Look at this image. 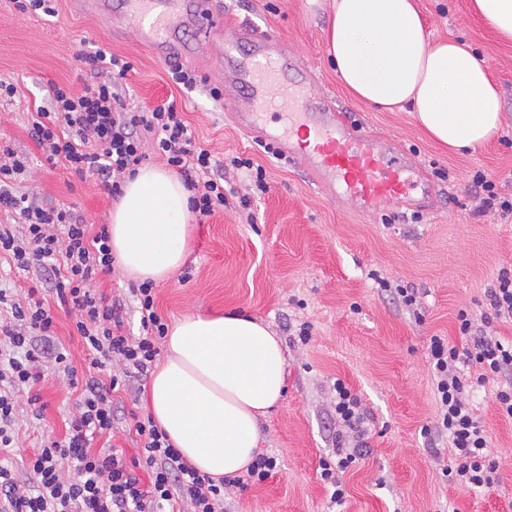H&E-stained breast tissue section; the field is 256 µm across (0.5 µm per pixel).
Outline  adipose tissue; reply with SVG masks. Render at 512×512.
<instances>
[{"mask_svg":"<svg viewBox=\"0 0 512 512\" xmlns=\"http://www.w3.org/2000/svg\"><path fill=\"white\" fill-rule=\"evenodd\" d=\"M324 46L357 99L411 106L424 130L461 153L501 125V97L486 59L458 40L431 41L414 0H334ZM191 193L171 170L125 175L111 214L112 253L139 282L169 279L188 250ZM285 360L268 325L236 314L173 322L144 406L181 455L213 478L246 472L260 453V420L283 397Z\"/></svg>","mask_w":512,"mask_h":512,"instance_id":"obj_1","label":"adipose tissue"}]
</instances>
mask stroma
Listing matches in <instances>:
<instances>
[{
  "mask_svg": "<svg viewBox=\"0 0 512 512\" xmlns=\"http://www.w3.org/2000/svg\"><path fill=\"white\" fill-rule=\"evenodd\" d=\"M68 2L58 0L57 16L40 17L18 14L10 0H0V79L18 89L13 100L0 101V139L30 164L17 192L70 207L91 224L110 221L112 199L95 178L82 180L48 163L27 132L28 114L45 104L49 83L78 91L92 80L74 59L86 39L131 64L127 84L137 100H176L196 140L225 162L226 183L251 197L248 209L193 224L184 264L155 286L166 322L240 311L265 322L283 348L287 391L261 423V446L279 468L266 482L226 498L224 512H512V421L500 416L492 386L474 387L469 399L500 463L498 486L472 491L446 482L434 451L448 443L422 432L435 418L427 338L456 336L459 309L484 313L498 271L512 268V223L477 216L472 183L478 170L512 173V41L475 16L470 0H417L432 39L469 41L501 90L499 136L457 155L430 139L410 111H377L343 87L324 52L334 0H210L225 19L277 30L281 53L306 66L313 98L332 100L352 123L393 142L410 165L428 173L434 183L428 199L381 215L325 194L303 166L264 153L204 89L177 88L167 61L141 49L121 16L106 28L71 12ZM234 156L266 169L267 193H253L245 171L229 166ZM383 280L388 289L380 288ZM397 286L414 290L423 322L393 295ZM305 321L311 324L306 343L298 337ZM338 379L367 413L372 449L345 473L348 496L339 505L331 503L319 469L336 446L332 387ZM148 382L144 375L112 394L111 443L130 457L140 453L131 425L144 414L140 398ZM16 400L19 449L8 464L21 476L44 439L64 437L81 391L49 370L35 389L17 390Z\"/></svg>",
  "mask_w": 512,
  "mask_h": 512,
  "instance_id": "35a3bbf8",
  "label": "stroma"
}]
</instances>
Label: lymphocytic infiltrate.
Instances as JSON below:
<instances>
[{
	"label": "lymphocytic infiltrate",
	"instance_id": "lymphocytic-infiltrate-1",
	"mask_svg": "<svg viewBox=\"0 0 512 512\" xmlns=\"http://www.w3.org/2000/svg\"><path fill=\"white\" fill-rule=\"evenodd\" d=\"M77 56L97 73V80L78 92L50 83L47 105L30 114L28 134L48 163L62 164L79 177L97 176L113 196L120 176L146 160L144 147L149 144L191 191L197 219L229 207L220 160L197 144L176 102H127L129 62L97 45L79 50ZM27 167L26 156L0 144V216L25 225L21 240L0 229V255L17 268L35 265L52 273L51 290L61 309L74 315L92 370L78 373L70 353L55 345L56 318L50 308L35 298L24 305L14 302L10 289L0 287V305L10 309L8 316L0 317V452L15 442V389L37 385L48 366L82 389L64 438L42 442L27 460L25 477L0 465V512H181L184 503L191 512H224L225 490L267 480L277 468L274 456L258 454L246 473L216 480L191 466L149 418L136 419L133 425L142 442L140 457H126L112 446L94 448V440L113 428L112 392L148 372L168 326L156 310L153 284L146 281L132 290L142 332L137 337L122 334L123 304L106 302L91 289L99 275L112 268L108 225L93 226L72 209L16 195L12 187ZM487 306L478 318L466 309L457 312V340L433 336L427 343L437 413L423 433L447 439L448 464L441 474L470 490L489 489L501 481L487 431L466 394L473 385L494 384L497 409L512 420V383L500 382L512 370V340L484 336L477 325L481 319L512 323V270L499 271L487 293ZM465 365L474 368V377L462 373ZM333 388L342 430L336 435L333 460H322L320 468L331 502L339 505L347 495L342 473L370 450L359 399L343 382ZM64 461L69 471L61 470Z\"/></svg>",
	"mask_w": 512,
	"mask_h": 512
}]
</instances>
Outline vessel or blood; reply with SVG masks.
Here are the masks:
<instances>
[{
    "label": "vessel or blood",
    "instance_id": "1",
    "mask_svg": "<svg viewBox=\"0 0 512 512\" xmlns=\"http://www.w3.org/2000/svg\"><path fill=\"white\" fill-rule=\"evenodd\" d=\"M209 0H72L77 12L111 24L113 13L132 23L139 42L162 60H186L209 51L210 33L230 27L234 39L223 59L238 92L249 102L281 110L282 127L272 128L261 112L232 110L235 123L257 141L272 144L281 156L302 160L319 189L353 200L361 210L380 212L406 198L415 183H427L425 173L410 175L398 152L377 137L353 128L332 101L308 99L301 80L291 76L277 50L274 30L258 32L226 25L214 15ZM199 28L198 45L184 43L185 27Z\"/></svg>",
    "mask_w": 512,
    "mask_h": 512
}]
</instances>
